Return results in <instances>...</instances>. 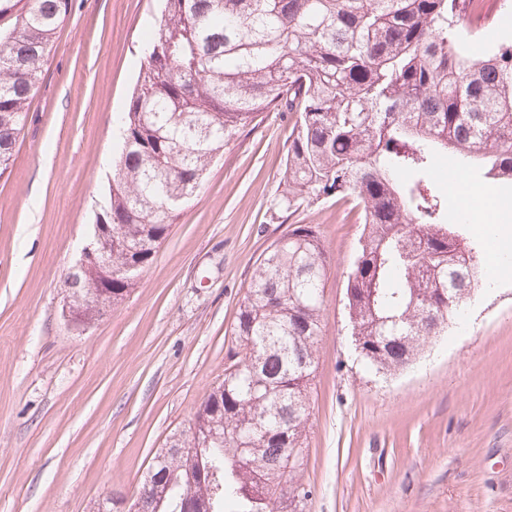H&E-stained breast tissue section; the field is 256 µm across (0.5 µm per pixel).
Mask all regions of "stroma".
<instances>
[{"label": "stroma", "instance_id": "stroma-1", "mask_svg": "<svg viewBox=\"0 0 512 512\" xmlns=\"http://www.w3.org/2000/svg\"><path fill=\"white\" fill-rule=\"evenodd\" d=\"M158 0H69L22 140L0 172V512H93L130 500L172 433L224 380L255 261L318 225L330 274L309 390L304 512H512V279L406 369L368 371L347 278L363 231L327 199L283 190L291 114L264 113L224 150L139 282L87 330L64 315Z\"/></svg>", "mask_w": 512, "mask_h": 512}]
</instances>
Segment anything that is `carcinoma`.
Segmentation results:
<instances>
[{"instance_id":"carcinoma-1","label":"carcinoma","mask_w":512,"mask_h":512,"mask_svg":"<svg viewBox=\"0 0 512 512\" xmlns=\"http://www.w3.org/2000/svg\"><path fill=\"white\" fill-rule=\"evenodd\" d=\"M0 0V168L12 158L68 0ZM472 0H162L149 55L121 117L108 195L112 293L137 285L224 148L265 111L296 116L286 207L334 198L361 209L348 314L371 371L414 361L482 277L476 244L448 222L438 160L512 186V38L480 49ZM470 258V267L461 262ZM464 269L466 282L448 278ZM328 256L303 224L256 260L233 334L244 356L194 418L200 441L165 458L140 491L149 512H303L310 382ZM104 268L79 273L74 319L102 317ZM254 372L237 369L242 361Z\"/></svg>"}]
</instances>
